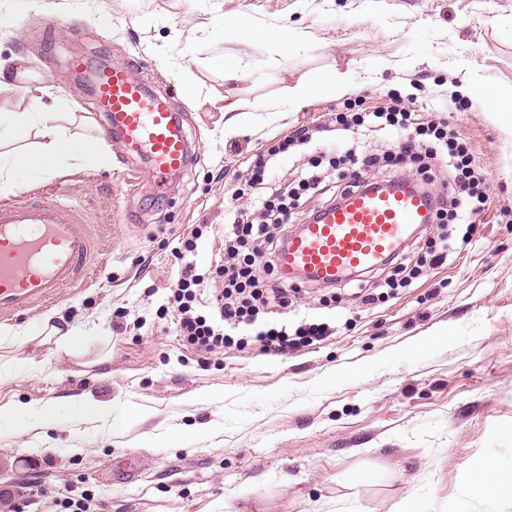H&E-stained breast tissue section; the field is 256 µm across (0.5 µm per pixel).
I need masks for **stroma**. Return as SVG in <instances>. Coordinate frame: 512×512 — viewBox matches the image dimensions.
Returning a JSON list of instances; mask_svg holds the SVG:
<instances>
[{"label": "stroma", "mask_w": 512, "mask_h": 512, "mask_svg": "<svg viewBox=\"0 0 512 512\" xmlns=\"http://www.w3.org/2000/svg\"><path fill=\"white\" fill-rule=\"evenodd\" d=\"M240 15L254 37L233 27ZM0 60L63 93L83 140L104 115L76 61L131 65L195 151L162 185L114 142L106 164L14 169L6 201L70 199L97 267L0 318V407L16 411L0 419V512H512L467 473L476 459L512 465V0H44L26 14L0 0ZM334 72L347 88L289 102V87ZM351 102H397L466 136L490 191L475 229L453 227L459 254L404 288L375 269L370 309L298 278L293 306L231 330L224 353L183 345L172 295L193 232L203 273L224 253L227 213L260 215L242 178L256 150L313 129L271 162L291 183L336 143L326 126ZM313 323L336 333L285 356L255 339ZM68 327L83 338L65 349ZM88 400L111 416L83 411ZM125 468L132 481L116 479Z\"/></svg>", "instance_id": "stroma-1"}]
</instances>
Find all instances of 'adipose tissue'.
Wrapping results in <instances>:
<instances>
[{
  "label": "adipose tissue",
  "mask_w": 512,
  "mask_h": 512,
  "mask_svg": "<svg viewBox=\"0 0 512 512\" xmlns=\"http://www.w3.org/2000/svg\"><path fill=\"white\" fill-rule=\"evenodd\" d=\"M13 68L0 63V91L21 90L32 104L31 109L11 113V124L27 131L38 140V160L66 158L73 164L96 158L109 161L106 148L93 142L77 140L60 120L70 109V102L54 86L39 85L18 88ZM472 488L476 494H491L512 498V469L504 470L488 462H474L468 467Z\"/></svg>",
  "instance_id": "obj_1"
}]
</instances>
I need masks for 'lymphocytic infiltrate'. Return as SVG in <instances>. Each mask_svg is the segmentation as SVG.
Returning a JSON list of instances; mask_svg holds the SVG:
<instances>
[{
	"instance_id": "f902f5d3",
	"label": "lymphocytic infiltrate",
	"mask_w": 512,
	"mask_h": 512,
	"mask_svg": "<svg viewBox=\"0 0 512 512\" xmlns=\"http://www.w3.org/2000/svg\"><path fill=\"white\" fill-rule=\"evenodd\" d=\"M384 118L388 126L405 134L396 151L375 153L355 142L328 147L329 163L338 179L345 182L344 193L372 185V171L376 168L387 170L392 182L403 180L408 164L414 162L419 163L425 174L432 173L440 162L457 172L447 192L432 197L436 222L443 226V233L424 241L419 261H412L405 252L390 261L400 285L407 286L423 268L433 269L447 262L454 252L447 225L471 223L482 212L489 187L486 178L473 168L459 132L441 122L417 120L411 112L395 105L386 108ZM260 208L265 214L264 222L254 223L242 213L224 227V256L215 264V272L223 277L224 287L210 301L211 316L198 313L194 307L203 280L195 274L193 264H186L184 276L177 282L173 295L177 305L175 333L201 354H216L229 345L228 329L243 323L254 324L264 309H285L292 303L289 288L278 271L276 256L288 240L290 224L302 220L304 214L288 208L284 191L276 187L261 199ZM256 254L267 258L260 274L253 268L252 257ZM328 335L326 326L307 324L292 332L284 326L272 327L257 332L256 337L264 343L266 352L283 356L289 350L313 345Z\"/></svg>"
}]
</instances>
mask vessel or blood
<instances>
[{"label":"vessel or blood","instance_id":"1","mask_svg":"<svg viewBox=\"0 0 512 512\" xmlns=\"http://www.w3.org/2000/svg\"><path fill=\"white\" fill-rule=\"evenodd\" d=\"M86 78L106 115L104 136L143 149L156 178L187 166L185 132L129 65L90 70ZM434 221L427 196L416 187L362 188L289 235L277 263L284 273L334 284L385 264L410 230ZM92 251L79 209L59 201L0 203V315L50 302L61 288L89 280Z\"/></svg>","mask_w":512,"mask_h":512}]
</instances>
